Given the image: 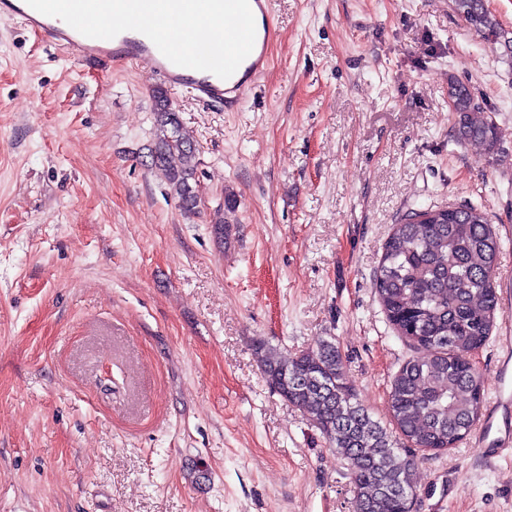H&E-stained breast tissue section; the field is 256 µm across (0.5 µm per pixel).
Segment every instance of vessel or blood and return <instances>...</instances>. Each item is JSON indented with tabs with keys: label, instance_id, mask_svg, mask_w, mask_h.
Instances as JSON below:
<instances>
[{
	"label": "vessel or blood",
	"instance_id": "b4317fda",
	"mask_svg": "<svg viewBox=\"0 0 512 512\" xmlns=\"http://www.w3.org/2000/svg\"><path fill=\"white\" fill-rule=\"evenodd\" d=\"M253 13L262 18L256 29L251 53L235 73L222 79L207 71L180 67L169 61L145 35L120 33L111 39L90 38L59 18L43 15L32 9L26 0H0V14L18 19L40 41L75 51L79 60L125 64L145 59L154 76L172 89L187 91L198 100L220 102L231 98L243 101L268 64V49L276 38L273 21V0H249ZM501 364L495 372L496 381L489 399L488 413L474 434V443L488 457L503 451L512 452V329L504 328L500 341Z\"/></svg>",
	"mask_w": 512,
	"mask_h": 512
}]
</instances>
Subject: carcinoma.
Returning a JSON list of instances; mask_svg holds the SVG:
<instances>
[{
  "label": "carcinoma",
  "mask_w": 512,
  "mask_h": 512,
  "mask_svg": "<svg viewBox=\"0 0 512 512\" xmlns=\"http://www.w3.org/2000/svg\"><path fill=\"white\" fill-rule=\"evenodd\" d=\"M454 11L487 39L503 37L482 0H453ZM457 137L492 149L493 117L479 111L470 88H448ZM155 143L150 166L186 212L197 207L196 148L181 135V123L164 91L153 92ZM500 241L487 213L471 205L409 212L388 235L375 278L386 319L413 348L393 376L388 392L395 431L375 419L345 378L336 344L320 341L294 356L260 344L256 354L268 385L301 410L351 472L358 512H410L415 460L406 441L424 451L456 447L479 419L484 387L472 364L488 342L498 307L493 272Z\"/></svg>",
  "instance_id": "1"
}]
</instances>
